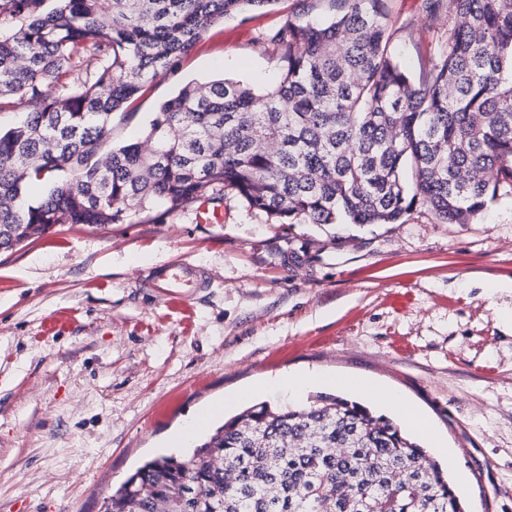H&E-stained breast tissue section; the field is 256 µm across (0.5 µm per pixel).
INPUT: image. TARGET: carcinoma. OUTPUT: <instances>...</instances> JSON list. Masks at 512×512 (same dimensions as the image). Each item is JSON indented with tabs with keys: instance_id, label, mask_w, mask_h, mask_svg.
Instances as JSON below:
<instances>
[{
	"instance_id": "1",
	"label": "carcinoma",
	"mask_w": 512,
	"mask_h": 512,
	"mask_svg": "<svg viewBox=\"0 0 512 512\" xmlns=\"http://www.w3.org/2000/svg\"><path fill=\"white\" fill-rule=\"evenodd\" d=\"M329 20H304L318 2ZM0 0V248L56 224L157 223L224 192L277 224H476L512 195V0H424L448 17L418 78L397 62L386 0H299L263 42L287 61L263 90L187 84L132 141L102 144L143 87L204 33L275 0ZM105 512H462L427 449L340 396L263 402L183 458L145 463Z\"/></svg>"
}]
</instances>
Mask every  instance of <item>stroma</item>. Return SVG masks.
<instances>
[{
  "instance_id": "1",
  "label": "stroma",
  "mask_w": 512,
  "mask_h": 512,
  "mask_svg": "<svg viewBox=\"0 0 512 512\" xmlns=\"http://www.w3.org/2000/svg\"><path fill=\"white\" fill-rule=\"evenodd\" d=\"M413 75L447 20L387 0ZM298 0L211 26L178 70L146 86L113 142L139 132L189 81L261 89L286 62L265 33ZM224 221L187 209L152 224H59L0 250V512H104L167 438L226 396L233 416L276 403L264 384L315 371L396 390L448 444L431 449L465 512H512V198L477 224L270 223L234 193ZM184 260L208 287L185 299L146 287Z\"/></svg>"
}]
</instances>
